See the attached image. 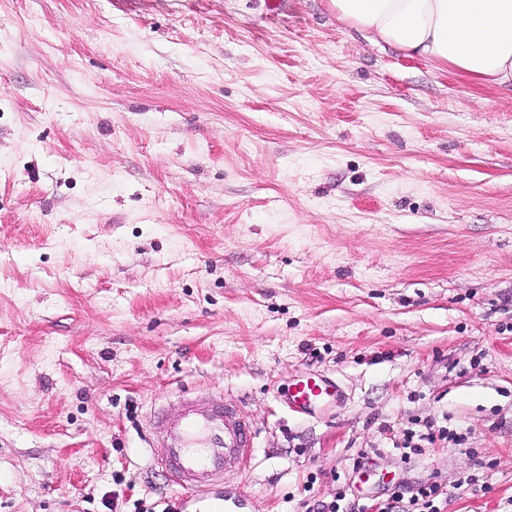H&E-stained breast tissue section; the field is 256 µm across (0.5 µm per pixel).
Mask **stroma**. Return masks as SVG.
<instances>
[{
	"instance_id": "1",
	"label": "stroma",
	"mask_w": 512,
	"mask_h": 512,
	"mask_svg": "<svg viewBox=\"0 0 512 512\" xmlns=\"http://www.w3.org/2000/svg\"><path fill=\"white\" fill-rule=\"evenodd\" d=\"M185 392L250 512H512V91L326 0H0V512H175ZM279 395L288 411L311 417L336 407L344 396L336 381L313 373L294 377ZM156 418L160 435L152 459L179 494L180 509L195 502L197 492L224 483L226 471L245 468L255 451L256 429L224 394L207 406L182 398L173 413ZM442 493L440 489L435 484L423 485L417 491V498L411 497V500L408 501L409 505H406L404 502V496L399 491H394L391 495V500L384 506L379 508V512H411L409 509L410 505H416L417 501L421 499L424 501V505H429L428 508L430 512H438L437 509H434L433 505L434 500L438 498ZM397 509V510H396Z\"/></svg>"
}]
</instances>
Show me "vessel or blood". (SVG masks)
Returning <instances> with one entry per match:
<instances>
[{"instance_id":"1","label":"vessel or blood","mask_w":512,"mask_h":512,"mask_svg":"<svg viewBox=\"0 0 512 512\" xmlns=\"http://www.w3.org/2000/svg\"><path fill=\"white\" fill-rule=\"evenodd\" d=\"M281 398L288 411L314 417L338 405L343 391L330 378L306 373L291 379ZM157 427L153 462L167 474L185 506L197 492L221 484L226 471L246 467L255 451L256 429L240 416L237 404L221 394L205 406L180 399L173 413H158ZM248 503L247 492L233 487L211 497L206 508L244 512Z\"/></svg>"}]
</instances>
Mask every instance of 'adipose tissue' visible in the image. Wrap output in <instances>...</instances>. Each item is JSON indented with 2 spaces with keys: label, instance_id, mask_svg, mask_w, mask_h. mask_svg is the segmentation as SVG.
<instances>
[{
  "label": "adipose tissue",
  "instance_id": "ef3b65f1",
  "mask_svg": "<svg viewBox=\"0 0 512 512\" xmlns=\"http://www.w3.org/2000/svg\"><path fill=\"white\" fill-rule=\"evenodd\" d=\"M337 17L435 70L512 85V0H328Z\"/></svg>",
  "mask_w": 512,
  "mask_h": 512
}]
</instances>
